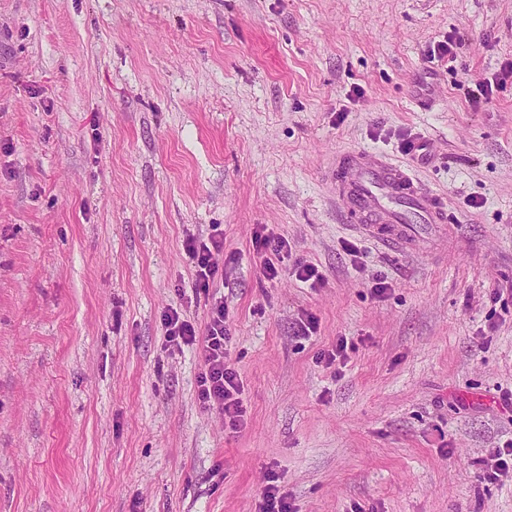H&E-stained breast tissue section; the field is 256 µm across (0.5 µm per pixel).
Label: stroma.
Returning a JSON list of instances; mask_svg holds the SVG:
<instances>
[{
	"instance_id": "stroma-1",
	"label": "stroma",
	"mask_w": 512,
	"mask_h": 512,
	"mask_svg": "<svg viewBox=\"0 0 512 512\" xmlns=\"http://www.w3.org/2000/svg\"><path fill=\"white\" fill-rule=\"evenodd\" d=\"M510 61L512 0H0V512H259L272 474L294 512H512ZM351 150L442 197L427 254L352 227ZM215 231L235 429L165 339ZM252 244L256 251L265 255V261L261 270L263 277L270 280L276 279L279 275V269L268 255H278L287 248L288 243L281 238H273L262 234L260 231H256ZM503 477L512 478V439L496 448L494 465L483 474L484 480L489 481H502Z\"/></svg>"
}]
</instances>
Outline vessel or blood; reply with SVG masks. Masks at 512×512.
Instances as JSON below:
<instances>
[{
  "mask_svg": "<svg viewBox=\"0 0 512 512\" xmlns=\"http://www.w3.org/2000/svg\"><path fill=\"white\" fill-rule=\"evenodd\" d=\"M331 176L337 201L354 214L359 231L394 251L416 254L418 226L448 221L441 197L386 157L339 153Z\"/></svg>",
  "mask_w": 512,
  "mask_h": 512,
  "instance_id": "vessel-or-blood-1",
  "label": "vessel or blood"
}]
</instances>
